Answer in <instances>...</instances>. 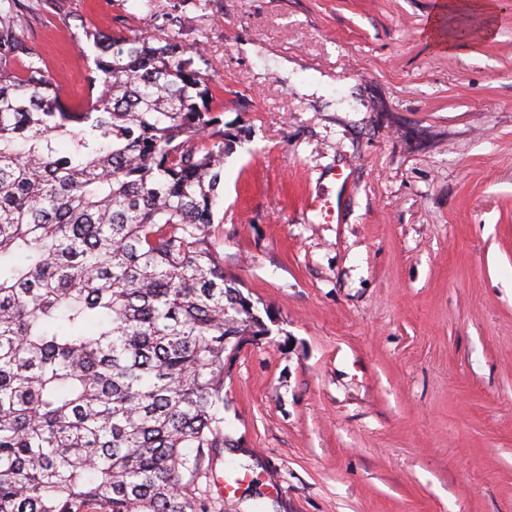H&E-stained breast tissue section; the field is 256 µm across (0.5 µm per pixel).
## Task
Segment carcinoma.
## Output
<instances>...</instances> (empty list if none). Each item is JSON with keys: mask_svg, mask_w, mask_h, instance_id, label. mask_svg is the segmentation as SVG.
<instances>
[{"mask_svg": "<svg viewBox=\"0 0 512 512\" xmlns=\"http://www.w3.org/2000/svg\"><path fill=\"white\" fill-rule=\"evenodd\" d=\"M0 0V512H213L224 366L272 335L213 233L231 135L198 49L82 27L74 107Z\"/></svg>", "mask_w": 512, "mask_h": 512, "instance_id": "obj_1", "label": "carcinoma"}]
</instances>
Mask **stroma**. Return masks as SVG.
<instances>
[{
	"mask_svg": "<svg viewBox=\"0 0 512 512\" xmlns=\"http://www.w3.org/2000/svg\"><path fill=\"white\" fill-rule=\"evenodd\" d=\"M29 0L71 105L82 26L202 48L236 141L214 230L273 334L224 369L248 478L217 512H512V0ZM336 204L334 223L308 196ZM493 7V1L491 0L448 1V19L453 16L457 26H463L468 24L464 23L461 18L469 14L480 15L483 18L482 32L485 37L489 38L495 32L493 26Z\"/></svg>",
	"mask_w": 512,
	"mask_h": 512,
	"instance_id": "35a3bbf8",
	"label": "stroma"
}]
</instances>
